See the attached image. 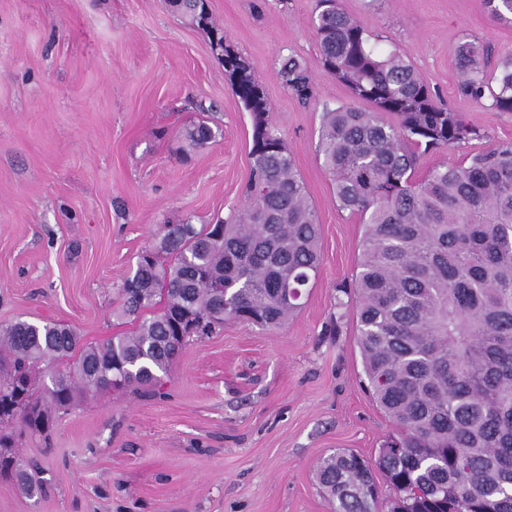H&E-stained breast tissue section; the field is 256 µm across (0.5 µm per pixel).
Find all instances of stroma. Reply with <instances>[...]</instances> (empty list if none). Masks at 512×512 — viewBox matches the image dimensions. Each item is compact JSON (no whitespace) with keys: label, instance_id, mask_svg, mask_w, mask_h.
Returning a JSON list of instances; mask_svg holds the SVG:
<instances>
[{"label":"stroma","instance_id":"35a3bbf8","mask_svg":"<svg viewBox=\"0 0 512 512\" xmlns=\"http://www.w3.org/2000/svg\"><path fill=\"white\" fill-rule=\"evenodd\" d=\"M379 54L398 50L471 129L418 171L512 141V112L462 96L456 49L512 57V21L487 0H341ZM251 65L321 225V264L277 329L227 321L190 339L160 394L94 392L26 437L44 495L0 475V512H332L316 480L341 448L374 457L394 424L365 387L354 299L340 292L365 226L340 209L317 152L323 105L350 102L322 66L318 0H209ZM305 63L311 104L283 88ZM223 129L190 148L187 126ZM252 117L209 34L167 0H0V325L57 321L97 342L130 331L118 289L163 224H208L244 205ZM278 76L290 94L302 103H309L315 98L314 80L305 64L288 56L281 60Z\"/></svg>","mask_w":512,"mask_h":512}]
</instances>
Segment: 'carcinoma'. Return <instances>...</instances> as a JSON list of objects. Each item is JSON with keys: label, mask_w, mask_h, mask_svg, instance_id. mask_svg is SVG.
<instances>
[{"label": "carcinoma", "mask_w": 512, "mask_h": 512, "mask_svg": "<svg viewBox=\"0 0 512 512\" xmlns=\"http://www.w3.org/2000/svg\"><path fill=\"white\" fill-rule=\"evenodd\" d=\"M321 4V61L352 103L323 106L317 152L340 208L366 225L353 284L358 344L395 431L373 460L323 457L319 483L336 512H512V141L417 178L419 149H447L470 130L404 55L376 54L339 0ZM487 4L499 20L512 16V0ZM178 11L223 36L206 0H182ZM224 54V77L253 118L245 206L211 224L163 226L119 289L120 315L135 322L128 335L86 342L63 323L1 325L0 448L47 434L81 393L156 392L190 338L227 320L277 328L298 308L319 266L320 224L249 64L230 46ZM456 54L460 92L512 112V57L490 78L476 46ZM278 76L297 100L315 98L298 59L283 58ZM213 138L206 121L185 130L194 148ZM44 362L63 369L42 394L32 372ZM17 461L16 470L1 461L0 474L41 493L38 464ZM376 470L394 498L380 500Z\"/></svg>", "instance_id": "cac0c4a2"}]
</instances>
